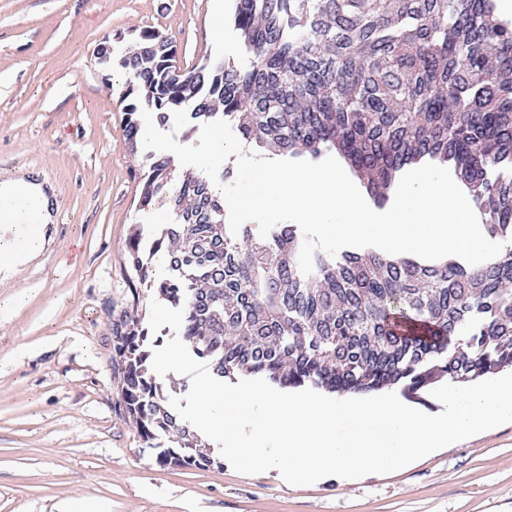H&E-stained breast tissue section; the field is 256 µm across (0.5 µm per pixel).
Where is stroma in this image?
<instances>
[{"label":"stroma","instance_id":"35a3bbf8","mask_svg":"<svg viewBox=\"0 0 512 512\" xmlns=\"http://www.w3.org/2000/svg\"><path fill=\"white\" fill-rule=\"evenodd\" d=\"M231 0H0V181L25 171L58 188L57 221L0 301V512H67L81 499L98 512H512V424L440 450L397 472L308 486L277 470L230 464L159 465L119 397L111 323L132 300L126 245L135 225L149 237L168 210H142L144 149L124 143L118 68L97 45L158 30L189 69L244 62L232 23L212 35Z\"/></svg>","mask_w":512,"mask_h":512}]
</instances>
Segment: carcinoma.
<instances>
[{"label":"carcinoma","instance_id":"carcinoma-1","mask_svg":"<svg viewBox=\"0 0 512 512\" xmlns=\"http://www.w3.org/2000/svg\"><path fill=\"white\" fill-rule=\"evenodd\" d=\"M233 23L243 65L183 69L152 29L136 51L101 59L128 74L130 150L141 134L136 113L146 108L165 125L184 109L191 130L222 119L274 155L333 152L377 203L402 171L432 160L453 168L487 234L512 244V22L497 18L496 0H236ZM155 205L174 220L149 245L140 230L129 239L133 304L146 286L184 309L180 339L221 379L413 392L512 366V247L478 265L316 253L305 276L294 226L270 242L247 227L229 234L209 178L180 176L158 155L141 207ZM112 346L121 403L157 462L216 464L192 453L198 435L164 406L148 329L124 311ZM166 433L176 446L162 447Z\"/></svg>","mask_w":512,"mask_h":512}]
</instances>
